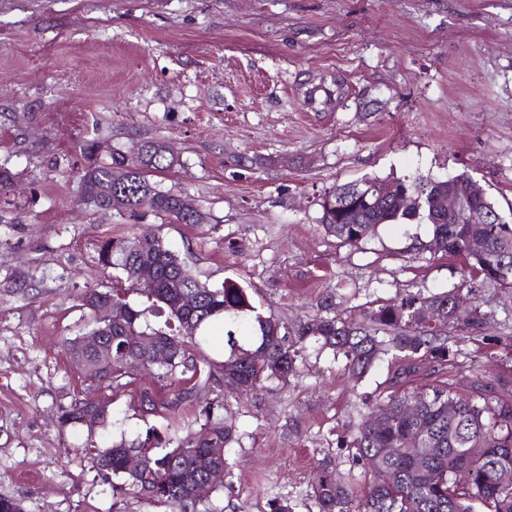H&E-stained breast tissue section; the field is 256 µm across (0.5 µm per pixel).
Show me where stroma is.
<instances>
[{
  "label": "stroma",
  "mask_w": 512,
  "mask_h": 512,
  "mask_svg": "<svg viewBox=\"0 0 512 512\" xmlns=\"http://www.w3.org/2000/svg\"><path fill=\"white\" fill-rule=\"evenodd\" d=\"M164 140L176 162L154 174L206 223L160 231L212 287L244 288L257 312L293 323L325 300L362 310L457 284V260L411 250L425 223L384 224L355 244L325 232L329 188L364 178L470 175L512 208V0H0V493L25 512H113L84 456L120 434L198 431L224 401L233 462L220 512H312L323 460L356 493L373 482L338 436L379 393L308 345L288 384L228 397L209 382L172 411H139L172 390L140 372L107 389L114 420L57 423L89 386L62 350L82 326L80 297L111 287L101 241L133 238L140 218L82 202L77 173L110 151ZM468 357L512 374V348L448 327Z\"/></svg>",
  "instance_id": "obj_1"
}]
</instances>
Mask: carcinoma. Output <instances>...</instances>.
I'll return each mask as SVG.
<instances>
[{
  "label": "carcinoma",
  "mask_w": 512,
  "mask_h": 512,
  "mask_svg": "<svg viewBox=\"0 0 512 512\" xmlns=\"http://www.w3.org/2000/svg\"><path fill=\"white\" fill-rule=\"evenodd\" d=\"M110 160H95L83 168L80 184L85 203L94 211H116L135 215L148 208L163 224H203L198 211H183L182 195L163 191L151 181L153 173L170 169L175 162L165 143L147 141L129 155L109 153ZM408 188L420 205L415 213L398 212L372 198L363 201L353 183L331 188L322 198L320 219L326 232L343 242L355 243L368 236L366 223L402 224L415 220L432 226L427 248L466 263L459 285L429 296L410 295L397 303H386L368 311V323L358 324L323 312L293 328L257 313L244 291L234 284L213 288L201 282L185 261L169 248L153 226L137 235L139 249L126 251L125 243L104 241L98 261L105 269L118 268L108 290L88 289L81 296L85 328L98 330L111 353L108 365L98 354L84 348L79 337L63 341L70 360L84 361L86 381L96 391L120 384L135 371L138 358L143 368L155 371L158 381L171 386L195 378L201 367L218 364L224 380V396L256 391L263 382L276 379L287 384L297 372L298 358L308 343L330 350L345 361V370L359 381L384 356H391L394 370L386 380V391L360 397L366 410L342 447L352 458L372 466L376 482L361 497L325 465L312 487L316 512H512V402L491 397L475 388L461 393L439 379L422 385V406L412 416L403 413L405 401L413 398L407 385L424 366L429 374L448 375L447 369L466 368L479 374L480 366L460 363L458 341L444 334L450 323H463L481 333L488 316L479 309L480 293L512 289V222L509 224H459L454 217L440 215L434 203L445 191L439 179L419 177ZM152 271L155 288L147 293L150 308L166 315L164 327L142 322L144 311L132 306L125 284H135L142 264ZM195 297L191 308L181 304L186 295ZM469 300L463 308L460 301ZM117 308L112 323H100L95 308L100 301ZM219 320L224 329V357L212 362L204 353L194 357L189 348H200L205 327ZM134 336H146L138 345ZM193 389L181 388L174 398L157 402L145 394L140 404L152 413L173 410L190 400ZM90 399L76 398L59 413L60 426L80 423ZM383 420L375 425L372 415ZM234 442L232 428L222 414L204 413L196 433L164 437L155 429L133 438L121 435L109 447L89 444L84 448L97 475L110 482L113 508L129 497L164 506L172 512H214L209 499L195 495V487L209 478L216 467L229 471L226 448ZM141 457L135 472L127 469L128 457ZM467 466L470 483L454 484L449 470Z\"/></svg>",
  "instance_id": "carcinoma-1"
}]
</instances>
